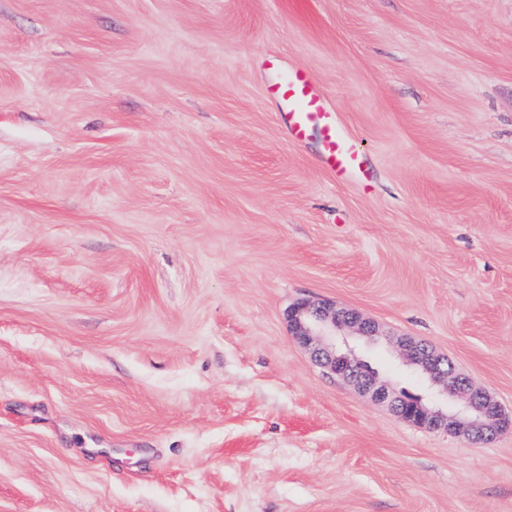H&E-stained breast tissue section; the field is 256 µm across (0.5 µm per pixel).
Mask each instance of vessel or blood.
<instances>
[{"mask_svg":"<svg viewBox=\"0 0 512 512\" xmlns=\"http://www.w3.org/2000/svg\"><path fill=\"white\" fill-rule=\"evenodd\" d=\"M269 67L273 71L270 92L279 102L290 140L300 143L316 138L321 163L332 179L369 190L372 173L366 155L340 124L310 74L274 61Z\"/></svg>","mask_w":512,"mask_h":512,"instance_id":"obj_1","label":"vessel or blood"}]
</instances>
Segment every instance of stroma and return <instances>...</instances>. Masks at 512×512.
Here are the masks:
<instances>
[{
    "mask_svg": "<svg viewBox=\"0 0 512 512\" xmlns=\"http://www.w3.org/2000/svg\"><path fill=\"white\" fill-rule=\"evenodd\" d=\"M271 59L371 192L290 142ZM302 301L512 413V0H0V512H512V429L337 381ZM268 66L274 75L269 90L279 102L290 140L300 143L315 137L321 163L330 177L354 182L368 191L372 177L368 159L329 108L310 74L274 61ZM288 318L292 336L311 351L315 361L329 374L347 382L372 401L387 406L407 422L476 442L491 441L512 425L511 415L488 392L457 373L447 358L423 341L398 337L392 342L404 364L426 376L440 395L459 401L458 409L435 408L418 398L399 395L351 350L338 349L337 336L344 341L348 336L366 343L382 337L377 326L358 313L326 302L304 301L289 311Z\"/></svg>",
    "mask_w": 512,
    "mask_h": 512,
    "instance_id": "1",
    "label": "stroma"
}]
</instances>
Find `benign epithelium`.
<instances>
[{
	"instance_id": "1",
	"label": "benign epithelium",
	"mask_w": 512,
	"mask_h": 512,
	"mask_svg": "<svg viewBox=\"0 0 512 512\" xmlns=\"http://www.w3.org/2000/svg\"><path fill=\"white\" fill-rule=\"evenodd\" d=\"M292 336L307 347L316 362L358 393L387 406L403 420L432 432H446L476 442L493 440L512 426V416L483 388L457 373L447 358L428 344L410 337L393 340L404 364L427 377L445 398L457 400V409L436 408L397 394L355 354L336 347V337L349 336L366 343L381 338L377 326L358 313L330 303L300 302L288 314Z\"/></svg>"
}]
</instances>
